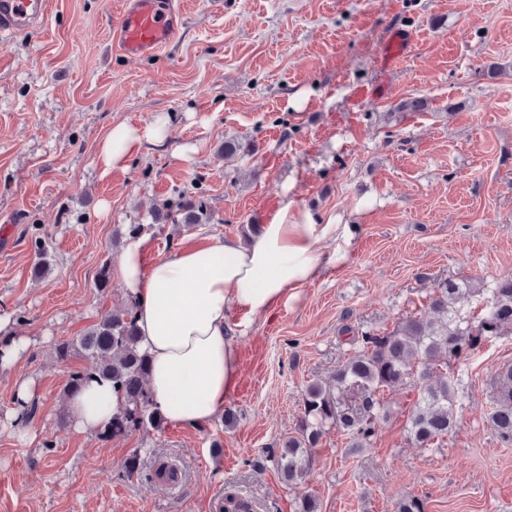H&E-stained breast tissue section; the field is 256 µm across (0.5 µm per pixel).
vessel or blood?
Returning a JSON list of instances; mask_svg holds the SVG:
<instances>
[{"label":"vessel or blood","instance_id":"vessel-or-blood-1","mask_svg":"<svg viewBox=\"0 0 512 512\" xmlns=\"http://www.w3.org/2000/svg\"><path fill=\"white\" fill-rule=\"evenodd\" d=\"M49 13V0H0V32L13 35L35 28ZM183 15L171 0H122L110 25L111 41L125 57L146 58L160 53L179 34ZM415 45L412 31L396 30L385 43L379 67L391 71L402 64Z\"/></svg>","mask_w":512,"mask_h":512}]
</instances>
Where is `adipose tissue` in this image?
<instances>
[{
    "label": "adipose tissue",
    "mask_w": 512,
    "mask_h": 512,
    "mask_svg": "<svg viewBox=\"0 0 512 512\" xmlns=\"http://www.w3.org/2000/svg\"><path fill=\"white\" fill-rule=\"evenodd\" d=\"M168 134L162 115L143 128L118 123L97 160L107 170L125 167L143 144L163 143ZM353 234L352 225L299 205L287 191L268 223L246 239L216 237L150 264L147 238L128 239L115 274L135 304L139 347L151 364L147 386L163 417L194 428L219 419L241 376L230 320L246 329L296 300L302 288L345 260ZM101 389L93 381L68 394L80 430H98L117 411L116 397L104 407L90 405Z\"/></svg>",
    "instance_id": "1"
}]
</instances>
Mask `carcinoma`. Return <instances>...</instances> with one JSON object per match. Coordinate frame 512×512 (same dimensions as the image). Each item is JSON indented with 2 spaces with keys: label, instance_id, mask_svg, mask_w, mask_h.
<instances>
[{
  "label": "carcinoma",
  "instance_id": "1",
  "mask_svg": "<svg viewBox=\"0 0 512 512\" xmlns=\"http://www.w3.org/2000/svg\"><path fill=\"white\" fill-rule=\"evenodd\" d=\"M207 217L204 199L189 203L188 223L203 224ZM484 291L487 296L474 321L462 312L461 299ZM505 330H512V279L500 280L486 290L468 280H445L428 295L419 315L401 319L389 333L360 332L351 339L353 354L331 381L308 385L295 433L282 441L274 459L281 480L291 487L306 480L313 448L329 425L349 435L354 448L371 444L377 424L386 417L377 392L408 382L417 391L408 417L409 438L419 448L438 446L456 425L454 393L461 380L459 376L442 379L441 370ZM75 353L91 359L92 366L73 372L68 390L77 392L92 380L105 381L109 392L98 393L97 401H106L111 392L124 399L112 421L100 429L102 438L161 425L163 417L153 407L146 387L150 361L138 347L133 303L103 316L77 341L64 340L56 347L61 361ZM354 386L364 390L361 407L339 409L336 395ZM491 399L489 423L501 441L512 444V365L498 370ZM395 512H425V502L417 496L405 497L396 503Z\"/></svg>",
  "mask_w": 512,
  "mask_h": 512
}]
</instances>
